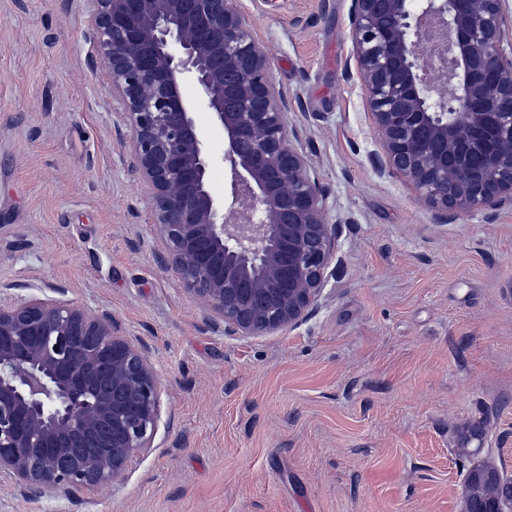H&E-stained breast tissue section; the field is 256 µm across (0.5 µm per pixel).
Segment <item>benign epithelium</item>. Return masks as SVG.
<instances>
[{
  "label": "benign epithelium",
  "mask_w": 512,
  "mask_h": 512,
  "mask_svg": "<svg viewBox=\"0 0 512 512\" xmlns=\"http://www.w3.org/2000/svg\"><path fill=\"white\" fill-rule=\"evenodd\" d=\"M95 55L151 189L159 264L237 336L297 326L335 234L288 101L235 0H88ZM508 0H353L352 45L383 154L439 223L512 203ZM224 129L230 204L200 118ZM0 305V477L27 497L124 480L154 447L161 380L108 313L62 297Z\"/></svg>",
  "instance_id": "7a95c632"
}]
</instances>
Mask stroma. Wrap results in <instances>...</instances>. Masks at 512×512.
Wrapping results in <instances>:
<instances>
[{"mask_svg":"<svg viewBox=\"0 0 512 512\" xmlns=\"http://www.w3.org/2000/svg\"><path fill=\"white\" fill-rule=\"evenodd\" d=\"M327 196L335 246L298 326L214 331L157 262L149 189L87 0H0V303L108 312L164 392L152 450L70 499L0 486V512H463L457 432L512 476V206L435 223L380 153L352 0H236Z\"/></svg>","mask_w":512,"mask_h":512,"instance_id":"35a3bbf8","label":"stroma"}]
</instances>
